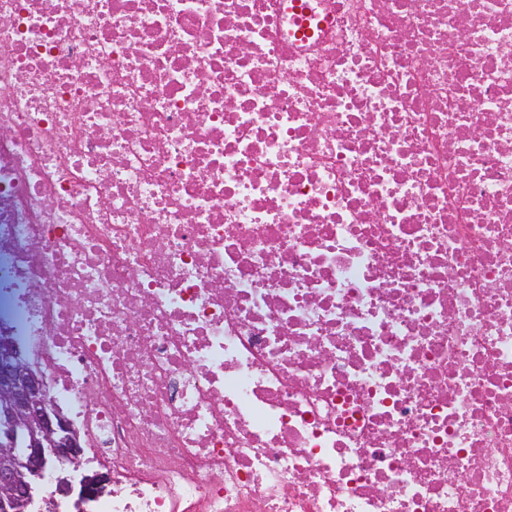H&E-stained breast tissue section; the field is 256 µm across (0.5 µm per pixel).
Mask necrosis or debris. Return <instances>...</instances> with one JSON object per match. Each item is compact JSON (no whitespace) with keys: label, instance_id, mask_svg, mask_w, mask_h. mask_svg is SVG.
<instances>
[{"label":"necrosis or debris","instance_id":"1","mask_svg":"<svg viewBox=\"0 0 512 512\" xmlns=\"http://www.w3.org/2000/svg\"><path fill=\"white\" fill-rule=\"evenodd\" d=\"M0 335L29 512H512V0H0ZM83 448L72 421L50 400L42 371L13 340L0 345V512H23L31 479L50 458L80 466Z\"/></svg>","mask_w":512,"mask_h":512}]
</instances>
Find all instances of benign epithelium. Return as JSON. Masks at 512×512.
<instances>
[{
  "label": "benign epithelium",
  "mask_w": 512,
  "mask_h": 512,
  "mask_svg": "<svg viewBox=\"0 0 512 512\" xmlns=\"http://www.w3.org/2000/svg\"><path fill=\"white\" fill-rule=\"evenodd\" d=\"M79 432L50 400L42 371L24 347L0 343V512H24L31 480L44 478L51 458L77 468Z\"/></svg>",
  "instance_id": "7a95c632"
}]
</instances>
